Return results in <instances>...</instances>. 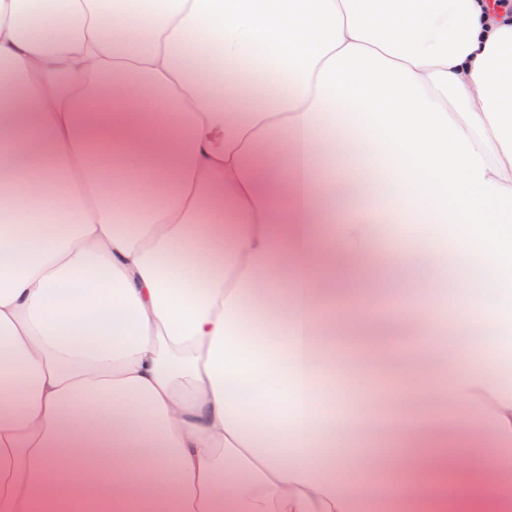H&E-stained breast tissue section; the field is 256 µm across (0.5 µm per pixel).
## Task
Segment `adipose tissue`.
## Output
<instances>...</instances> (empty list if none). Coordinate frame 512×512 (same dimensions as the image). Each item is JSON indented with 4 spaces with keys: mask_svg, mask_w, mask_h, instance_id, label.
I'll list each match as a JSON object with an SVG mask.
<instances>
[{
    "mask_svg": "<svg viewBox=\"0 0 512 512\" xmlns=\"http://www.w3.org/2000/svg\"><path fill=\"white\" fill-rule=\"evenodd\" d=\"M418 223L512 286V18L487 0H0V512L433 504L338 481L337 428L379 421L310 400L318 337L390 330L368 293L404 263L373 226ZM467 281L419 278L409 322L437 335ZM430 354L414 401L474 441L395 437L466 512H512V394L482 352ZM265 368L277 393L231 394Z\"/></svg>",
    "mask_w": 512,
    "mask_h": 512,
    "instance_id": "adipose-tissue-1",
    "label": "adipose tissue"
}]
</instances>
